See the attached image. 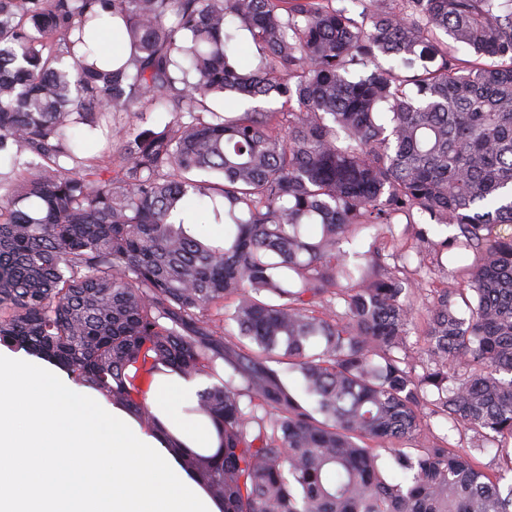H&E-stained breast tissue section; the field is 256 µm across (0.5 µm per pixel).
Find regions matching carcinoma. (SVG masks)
Segmentation results:
<instances>
[{
  "mask_svg": "<svg viewBox=\"0 0 512 512\" xmlns=\"http://www.w3.org/2000/svg\"><path fill=\"white\" fill-rule=\"evenodd\" d=\"M350 2L0 0V156L33 157L0 172V343L156 432L149 375L218 379L196 411L222 447L182 466L221 512H512L505 474L425 435L512 439V0ZM113 22L128 57L76 56ZM104 112L117 143L87 157L70 130ZM193 197L224 241L187 232ZM402 222L419 255L473 253L420 374L408 249L340 248ZM424 326L422 317L418 316L416 319L415 329L411 330L410 335L407 338V355H409V360L413 364H416V370L418 373H422V369L420 367V362L426 360V352L425 346L423 342V337L420 335L421 330Z\"/></svg>",
  "mask_w": 512,
  "mask_h": 512,
  "instance_id": "carcinoma-1",
  "label": "carcinoma"
}]
</instances>
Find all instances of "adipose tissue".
<instances>
[{"instance_id":"adipose-tissue-1","label":"adipose tissue","mask_w":512,"mask_h":512,"mask_svg":"<svg viewBox=\"0 0 512 512\" xmlns=\"http://www.w3.org/2000/svg\"><path fill=\"white\" fill-rule=\"evenodd\" d=\"M197 391L183 375L154 376L145 401L156 433L98 392L0 355V512H220L162 440L216 453L220 435L196 412Z\"/></svg>"}]
</instances>
